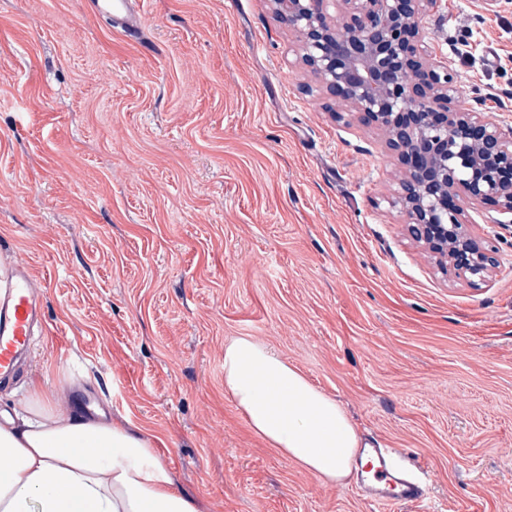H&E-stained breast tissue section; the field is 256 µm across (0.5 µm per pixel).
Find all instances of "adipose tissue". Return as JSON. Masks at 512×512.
I'll return each mask as SVG.
<instances>
[{
  "mask_svg": "<svg viewBox=\"0 0 512 512\" xmlns=\"http://www.w3.org/2000/svg\"><path fill=\"white\" fill-rule=\"evenodd\" d=\"M33 377L0 411V512H198L151 437L72 407ZM224 389L251 428L321 480L344 482L363 446L341 404L266 345L224 346Z\"/></svg>",
  "mask_w": 512,
  "mask_h": 512,
  "instance_id": "adipose-tissue-1",
  "label": "adipose tissue"
}]
</instances>
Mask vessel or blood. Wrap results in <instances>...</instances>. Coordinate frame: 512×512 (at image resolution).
Here are the masks:
<instances>
[{
	"mask_svg": "<svg viewBox=\"0 0 512 512\" xmlns=\"http://www.w3.org/2000/svg\"><path fill=\"white\" fill-rule=\"evenodd\" d=\"M92 13L105 18L125 40L147 46L148 28L143 0H89ZM43 294L32 268L17 260L0 268V379H8L29 348L35 327L43 325ZM374 464L371 477H360L361 489L381 504L384 512L421 502L424 483L394 462V448H369Z\"/></svg>",
	"mask_w": 512,
	"mask_h": 512,
	"instance_id": "1",
	"label": "vessel or blood"
}]
</instances>
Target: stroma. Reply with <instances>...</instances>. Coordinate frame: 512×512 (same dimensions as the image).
Instances as JSON below:
<instances>
[{
  "instance_id": "stroma-1",
  "label": "stroma",
  "mask_w": 512,
  "mask_h": 512,
  "mask_svg": "<svg viewBox=\"0 0 512 512\" xmlns=\"http://www.w3.org/2000/svg\"><path fill=\"white\" fill-rule=\"evenodd\" d=\"M146 9L150 52L87 0H0V263L28 262L58 331L0 409L47 374L153 437L198 512H380L250 427L224 390L248 337L424 465L401 512H512V216L467 206L498 265L448 280L389 204L379 132L330 111L269 0ZM425 23L460 100L512 123V0Z\"/></svg>"
}]
</instances>
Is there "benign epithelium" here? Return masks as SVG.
<instances>
[{"label": "benign epithelium", "mask_w": 512, "mask_h": 512, "mask_svg": "<svg viewBox=\"0 0 512 512\" xmlns=\"http://www.w3.org/2000/svg\"><path fill=\"white\" fill-rule=\"evenodd\" d=\"M435 2L270 0L336 112L356 113L396 154L390 204L409 235L448 277L475 285L496 268V249L473 236L462 204L512 214V125L457 103L452 75L427 47L423 21Z\"/></svg>", "instance_id": "benign-epithelium-1"}]
</instances>
